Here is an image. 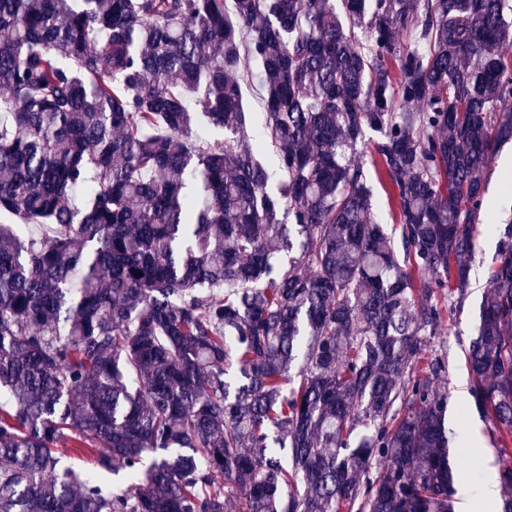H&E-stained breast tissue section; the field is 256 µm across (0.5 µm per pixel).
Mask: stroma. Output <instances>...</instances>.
<instances>
[{
    "instance_id": "obj_1",
    "label": "stroma",
    "mask_w": 512,
    "mask_h": 512,
    "mask_svg": "<svg viewBox=\"0 0 512 512\" xmlns=\"http://www.w3.org/2000/svg\"><path fill=\"white\" fill-rule=\"evenodd\" d=\"M512 157V142L495 152L487 174L488 192L480 213L470 285L464 296L452 299L455 313L444 334L435 343L447 360V372L440 383L448 392V422L455 425L459 436L453 444L455 461L478 458L479 466L466 482L471 493H478L486 469L496 468L497 435L489 419L472 408L471 377L466 365V351L475 335L480 306L489 291L493 262L498 251L496 227L512 219V189L507 181L512 169L503 170L501 162Z\"/></svg>"
}]
</instances>
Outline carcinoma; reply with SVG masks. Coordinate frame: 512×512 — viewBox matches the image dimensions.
<instances>
[{
    "instance_id": "obj_1",
    "label": "carcinoma",
    "mask_w": 512,
    "mask_h": 512,
    "mask_svg": "<svg viewBox=\"0 0 512 512\" xmlns=\"http://www.w3.org/2000/svg\"><path fill=\"white\" fill-rule=\"evenodd\" d=\"M505 2L0 0V512H454L428 343L512 140ZM498 230L466 362L506 506ZM365 166L370 172V177L372 179L373 192H374V216L375 221L378 224H383L386 228V231L390 233L392 225L396 224L395 221V207L389 196L387 195V190L384 188L376 179L373 167L371 165V158L369 155L364 156Z\"/></svg>"
}]
</instances>
